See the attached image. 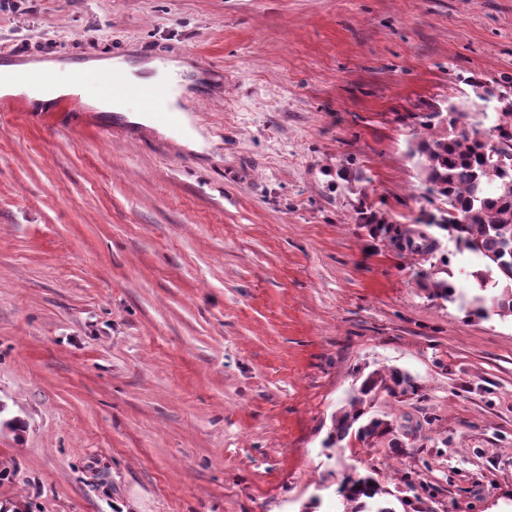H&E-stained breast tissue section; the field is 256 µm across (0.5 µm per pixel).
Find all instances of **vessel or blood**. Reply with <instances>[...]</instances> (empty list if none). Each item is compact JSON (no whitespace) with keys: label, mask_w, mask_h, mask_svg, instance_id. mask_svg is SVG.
Listing matches in <instances>:
<instances>
[{"label":"vessel or blood","mask_w":512,"mask_h":512,"mask_svg":"<svg viewBox=\"0 0 512 512\" xmlns=\"http://www.w3.org/2000/svg\"><path fill=\"white\" fill-rule=\"evenodd\" d=\"M141 62V57L134 54L125 55L118 61L106 54L70 55L0 49V68H5L18 83L45 86L55 73L67 71L72 73L77 84L96 85L114 97L121 96L127 87L126 66H137ZM136 93L143 110L152 113L157 123L172 127L179 125V113L165 107L168 88L146 81L137 86Z\"/></svg>","instance_id":"vessel-or-blood-1"}]
</instances>
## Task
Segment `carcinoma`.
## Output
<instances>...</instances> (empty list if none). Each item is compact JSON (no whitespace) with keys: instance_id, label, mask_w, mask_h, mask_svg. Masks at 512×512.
<instances>
[{"instance_id":"cac0c4a2","label":"carcinoma","mask_w":512,"mask_h":512,"mask_svg":"<svg viewBox=\"0 0 512 512\" xmlns=\"http://www.w3.org/2000/svg\"><path fill=\"white\" fill-rule=\"evenodd\" d=\"M500 86L498 92L485 89L497 101L492 112L461 102L432 106L421 115L408 156L425 186L427 207L417 223L436 227L474 257L476 265L466 276L482 290L472 298L477 313L489 303L498 315L512 316V76L502 77ZM357 223L374 237L398 240L408 233L374 212H360ZM439 247L438 239L425 234L416 241L407 238L410 251L433 253ZM418 278L432 299L447 301L455 294V285L434 269L419 271ZM417 391L410 374L399 368L358 372L348 407L333 416L327 447L386 438L399 446L393 425L370 409L381 393ZM338 493L342 512H395L388 491L354 468L344 472Z\"/></svg>"}]
</instances>
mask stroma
I'll list each match as a JSON object with an SVG mask.
<instances>
[{"mask_svg":"<svg viewBox=\"0 0 512 512\" xmlns=\"http://www.w3.org/2000/svg\"><path fill=\"white\" fill-rule=\"evenodd\" d=\"M0 48L184 63L209 149L90 105L0 116V512H512V318L429 299L419 117L512 75V0H0ZM403 447L324 442L357 371ZM358 215L357 224H363L371 236H381L383 238L390 237L391 239L398 240L405 235L407 238V249L415 252L433 253L440 247V243L437 238L429 237L426 234L418 235V239H420L421 242L417 243L415 238L413 240L410 235H407L409 230L400 226L398 227V225L386 224V220L380 219L375 212L371 211L370 213H367L362 211L359 212ZM343 510L339 512H397L386 495H391L371 475L351 468L343 474L338 488Z\"/></svg>","mask_w":512,"mask_h":512,"instance_id":"1","label":"stroma"}]
</instances>
